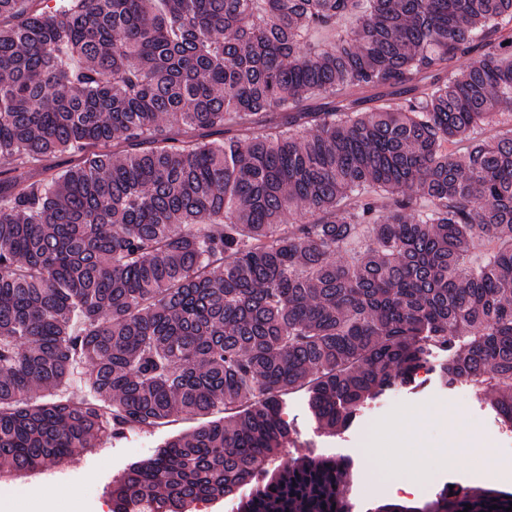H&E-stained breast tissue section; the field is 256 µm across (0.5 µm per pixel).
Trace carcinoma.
<instances>
[{
  "mask_svg": "<svg viewBox=\"0 0 512 512\" xmlns=\"http://www.w3.org/2000/svg\"><path fill=\"white\" fill-rule=\"evenodd\" d=\"M2 18L1 469L185 414L203 422L132 465L112 512L251 483L238 512H350V463L287 457L283 396L306 390L335 434L433 349L512 426V0H0ZM493 116L508 130L473 140ZM57 151L79 162L27 170ZM510 506L445 489L375 512Z\"/></svg>",
  "mask_w": 512,
  "mask_h": 512,
  "instance_id": "cac0c4a2",
  "label": "carcinoma"
}]
</instances>
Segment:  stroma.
Here are the masks:
<instances>
[{
	"label": "stroma",
	"mask_w": 512,
	"mask_h": 512,
	"mask_svg": "<svg viewBox=\"0 0 512 512\" xmlns=\"http://www.w3.org/2000/svg\"><path fill=\"white\" fill-rule=\"evenodd\" d=\"M283 416L295 430L297 441L289 454L336 456L348 459L352 475L344 495L352 512H373L379 501L362 495V472L371 468L370 459L356 453L357 436L362 428L374 435H395L408 429L413 439L401 457L391 459L392 478L418 474L411 493H394L388 500L410 506H423L437 499L442 489L454 483L461 488H491L512 492V429L506 428L478 387H449L436 374H419L414 385L389 391L370 405L343 433L325 434L312 417L305 391L283 399ZM414 413V420L402 419V410ZM466 420V435L484 439L486 430H495L505 454L492 458L483 472H476L472 454L449 462L444 447L448 440V421L455 414ZM198 419L185 415L174 422L145 430L131 431L118 439L107 440L100 450L91 451L65 465L48 466L27 476L0 474V512H17L21 502H33L37 512H55L65 496H73L81 512H109L110 487L127 467L151 457L166 438L198 426Z\"/></svg>",
	"instance_id": "stroma-1"
}]
</instances>
